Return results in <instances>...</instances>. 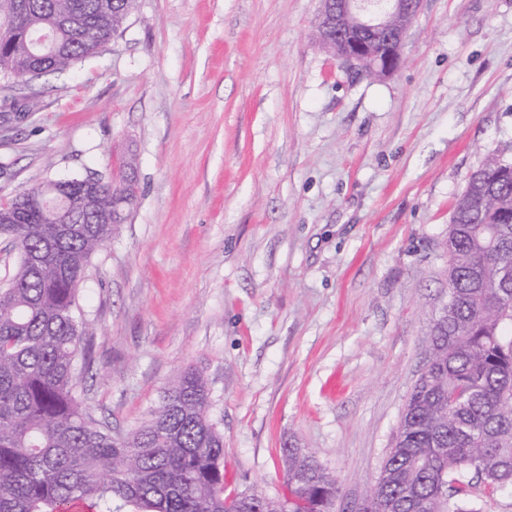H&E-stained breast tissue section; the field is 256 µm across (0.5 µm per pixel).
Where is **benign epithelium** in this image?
Masks as SVG:
<instances>
[{
  "label": "benign epithelium",
  "instance_id": "7a95c632",
  "mask_svg": "<svg viewBox=\"0 0 512 512\" xmlns=\"http://www.w3.org/2000/svg\"><path fill=\"white\" fill-rule=\"evenodd\" d=\"M421 0H321L319 23L325 48L345 68L369 67L379 77L400 66L406 26L400 14H417Z\"/></svg>",
  "mask_w": 512,
  "mask_h": 512
}]
</instances>
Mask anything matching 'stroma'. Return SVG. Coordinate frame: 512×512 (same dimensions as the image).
Instances as JSON below:
<instances>
[{
  "label": "stroma",
  "instance_id": "obj_1",
  "mask_svg": "<svg viewBox=\"0 0 512 512\" xmlns=\"http://www.w3.org/2000/svg\"><path fill=\"white\" fill-rule=\"evenodd\" d=\"M319 0H139L62 75L0 79V202L136 162L126 224L79 286L92 416L124 434L191 368L228 490L280 497L284 445L358 512L448 300V224L512 161V0H423L371 80L313 38Z\"/></svg>",
  "mask_w": 512,
  "mask_h": 512
}]
</instances>
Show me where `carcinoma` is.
<instances>
[{
  "label": "carcinoma",
  "mask_w": 512,
  "mask_h": 512,
  "mask_svg": "<svg viewBox=\"0 0 512 512\" xmlns=\"http://www.w3.org/2000/svg\"><path fill=\"white\" fill-rule=\"evenodd\" d=\"M138 0H0V18L19 27L0 47V71L19 66L61 73L106 48ZM486 157L470 176L448 227V320L431 325L425 373L406 401L396 441L369 487L374 512H475L474 484L493 494L512 486V290L500 287L485 253L501 235L512 264V178ZM47 209L71 212L56 224L32 206L31 187L0 204V236L17 268L0 287V512H114L120 500L144 512H331L336 477L314 453L283 448L285 493H253L250 503L224 493V436L210 414V393L193 369L166 388L144 426L126 434L96 421L80 398L94 334L78 310V286L91 258L133 207L138 183L120 171L52 182Z\"/></svg>",
  "instance_id": "cac0c4a2"
}]
</instances>
